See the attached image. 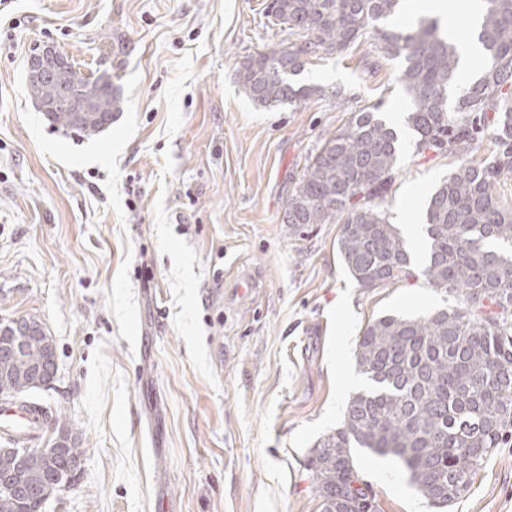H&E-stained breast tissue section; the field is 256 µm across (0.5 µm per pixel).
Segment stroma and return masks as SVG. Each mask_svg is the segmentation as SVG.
Masks as SVG:
<instances>
[{
	"instance_id": "1",
	"label": "stroma",
	"mask_w": 512,
	"mask_h": 512,
	"mask_svg": "<svg viewBox=\"0 0 512 512\" xmlns=\"http://www.w3.org/2000/svg\"><path fill=\"white\" fill-rule=\"evenodd\" d=\"M270 0H0V320L39 319L57 375L29 400L85 454L42 512H320L309 459L367 385L355 364L373 320L461 296L428 286L424 202L456 165L399 138L384 204L412 279L361 287L339 224H291L288 192L354 115L410 112L401 59L368 41L308 57L296 80L326 96L263 108L238 70L288 45ZM51 45L112 77L125 105L88 138L26 95L28 58ZM341 90L335 104L331 90ZM258 286L239 298L241 274ZM379 512H512V444L447 510L393 456L360 448Z\"/></svg>"
}]
</instances>
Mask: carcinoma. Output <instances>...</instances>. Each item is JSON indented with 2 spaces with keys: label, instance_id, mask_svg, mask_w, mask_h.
Masks as SVG:
<instances>
[{
  "label": "carcinoma",
  "instance_id": "carcinoma-1",
  "mask_svg": "<svg viewBox=\"0 0 512 512\" xmlns=\"http://www.w3.org/2000/svg\"><path fill=\"white\" fill-rule=\"evenodd\" d=\"M400 7L401 0H273L272 16L302 41L261 52L239 69V82L255 103H294L325 94L291 81L304 69V57L320 48L341 52L367 36L381 55L404 60L399 80L411 99L407 123L418 150L458 161L426 200L423 275L432 288L461 293L464 303L421 318L385 315L362 332L355 360L369 385L352 397L343 427L317 442L309 462L320 501L344 497L343 512H363L373 496L366 484L350 493L359 479L357 448L400 459L419 491L446 507L512 430V204L497 194L512 174V0H485L478 35L485 64L466 84L458 47L438 19L408 28L382 25ZM26 92L39 108L57 101L50 123L88 137L109 128L124 107L112 83L72 64L27 81ZM484 132L493 149L474 165L469 153ZM397 140L376 112L358 113L324 141L286 201L290 224H343L338 250L364 288L412 276L408 253L383 210ZM53 358L55 352L37 341L0 334V395L29 392V371ZM25 452L0 451V478L22 472L32 489L15 495L0 482V512H42L45 488L75 477L70 464L84 448L64 425L47 449L45 467L25 468Z\"/></svg>",
  "mask_w": 512,
  "mask_h": 512
}]
</instances>
